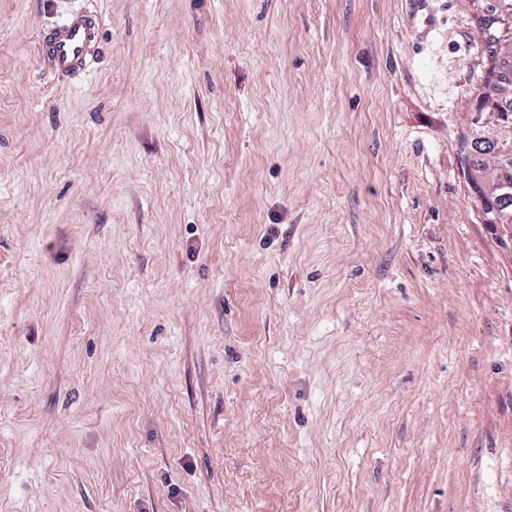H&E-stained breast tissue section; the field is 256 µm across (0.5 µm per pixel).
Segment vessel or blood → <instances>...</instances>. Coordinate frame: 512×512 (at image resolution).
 <instances>
[{
  "label": "vessel or blood",
  "instance_id": "obj_1",
  "mask_svg": "<svg viewBox=\"0 0 512 512\" xmlns=\"http://www.w3.org/2000/svg\"><path fill=\"white\" fill-rule=\"evenodd\" d=\"M101 41L100 17L75 9L65 12L60 22L41 30L38 53L55 76L76 78L89 71Z\"/></svg>",
  "mask_w": 512,
  "mask_h": 512
}]
</instances>
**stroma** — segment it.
Wrapping results in <instances>:
<instances>
[{
    "instance_id": "stroma-1",
    "label": "stroma",
    "mask_w": 512,
    "mask_h": 512,
    "mask_svg": "<svg viewBox=\"0 0 512 512\" xmlns=\"http://www.w3.org/2000/svg\"><path fill=\"white\" fill-rule=\"evenodd\" d=\"M0 0V512H512L492 0ZM62 18L41 30L38 53L55 76L76 78L86 74L98 56L102 21L83 9L69 10ZM470 124L468 123L469 133L464 140L462 151L468 171L471 173L472 190L485 210L489 206L504 205L506 210L512 212V190L509 196L499 197L497 186L492 185L489 180L483 181L485 171L483 156L490 151V141L477 137Z\"/></svg>"
}]
</instances>
